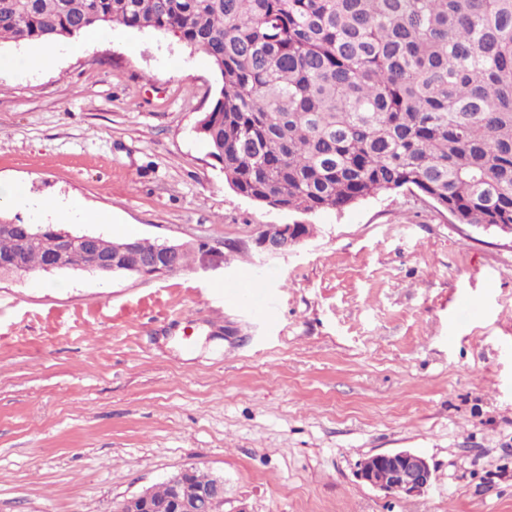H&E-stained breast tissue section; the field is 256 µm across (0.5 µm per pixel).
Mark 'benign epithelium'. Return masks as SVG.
I'll return each mask as SVG.
<instances>
[{
    "label": "benign epithelium",
    "instance_id": "1",
    "mask_svg": "<svg viewBox=\"0 0 512 512\" xmlns=\"http://www.w3.org/2000/svg\"><path fill=\"white\" fill-rule=\"evenodd\" d=\"M52 228V225L45 226ZM41 225L1 224L0 230L13 233L22 243L35 241L41 235ZM56 247L46 258L44 269L82 270L107 276L118 271L151 274H169L178 271L182 246L165 242L152 255H145L137 246L128 248L130 263H117L111 255L99 248V237L93 234H72L65 230L54 232ZM308 238L302 224H263L256 244L267 254L288 252ZM191 472L186 468L171 475L168 482L174 496L163 504L155 503L150 490L145 489L119 501L120 512H208L210 506L224 502V479L215 477L212 483L195 487L191 493L183 491ZM356 476L364 484L396 495H413L428 491L434 484V470L427 458L419 453L400 450L369 454L357 466Z\"/></svg>",
    "mask_w": 512,
    "mask_h": 512
}]
</instances>
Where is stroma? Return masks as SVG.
I'll list each match as a JSON object with an SVG mask.
<instances>
[{
  "instance_id": "obj_1",
  "label": "stroma",
  "mask_w": 512,
  "mask_h": 512,
  "mask_svg": "<svg viewBox=\"0 0 512 512\" xmlns=\"http://www.w3.org/2000/svg\"><path fill=\"white\" fill-rule=\"evenodd\" d=\"M34 76L0 44V183L48 224L204 245L182 271L0 276V512H112L192 467L223 512H512V240L415 189L304 214L237 194L198 132L220 73L176 36L116 25ZM108 213L111 223L90 217ZM263 224H308L270 256ZM264 278L273 304L232 295ZM411 450L425 493L373 489ZM356 476L374 489L396 495L424 493L435 481L427 458L409 450L366 455L358 463Z\"/></svg>"
}]
</instances>
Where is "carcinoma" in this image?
<instances>
[{
	"mask_svg": "<svg viewBox=\"0 0 512 512\" xmlns=\"http://www.w3.org/2000/svg\"><path fill=\"white\" fill-rule=\"evenodd\" d=\"M114 23L219 71L198 130L236 193L312 214L414 187L512 225V0H0V40ZM50 249L0 236L33 269Z\"/></svg>",
	"mask_w": 512,
	"mask_h": 512,
	"instance_id": "1",
	"label": "carcinoma"
}]
</instances>
